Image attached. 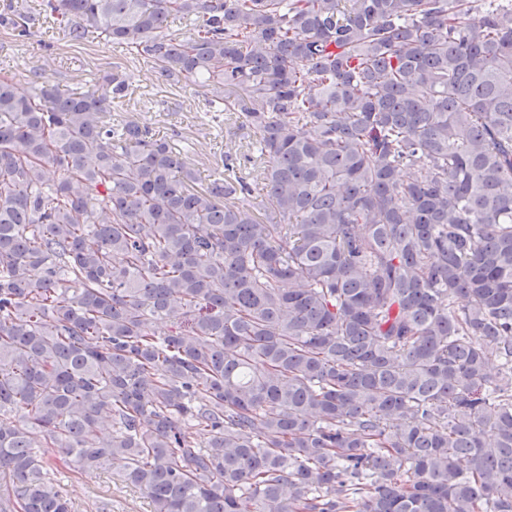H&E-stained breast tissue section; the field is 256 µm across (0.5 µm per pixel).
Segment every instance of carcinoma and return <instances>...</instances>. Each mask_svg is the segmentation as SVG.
Returning <instances> with one entry per match:
<instances>
[{"instance_id":"cac0c4a2","label":"carcinoma","mask_w":512,"mask_h":512,"mask_svg":"<svg viewBox=\"0 0 512 512\" xmlns=\"http://www.w3.org/2000/svg\"><path fill=\"white\" fill-rule=\"evenodd\" d=\"M43 28L127 58L0 71V512H72L52 457L150 512H512V0L0 8ZM136 61L246 140L206 185L112 118Z\"/></svg>"}]
</instances>
